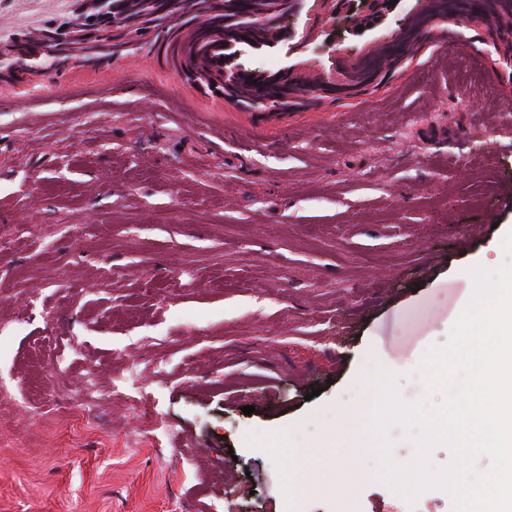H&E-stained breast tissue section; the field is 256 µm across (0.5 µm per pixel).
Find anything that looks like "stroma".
Listing matches in <instances>:
<instances>
[{"label": "stroma", "mask_w": 512, "mask_h": 512, "mask_svg": "<svg viewBox=\"0 0 512 512\" xmlns=\"http://www.w3.org/2000/svg\"><path fill=\"white\" fill-rule=\"evenodd\" d=\"M416 3L297 59L365 53ZM509 189L512 74L469 25L272 121L152 54L0 83V512H458L380 469L343 499L327 409L361 380L370 427L372 353L440 405L412 367L497 260ZM320 432L302 464L273 449Z\"/></svg>", "instance_id": "35a3bbf8"}]
</instances>
